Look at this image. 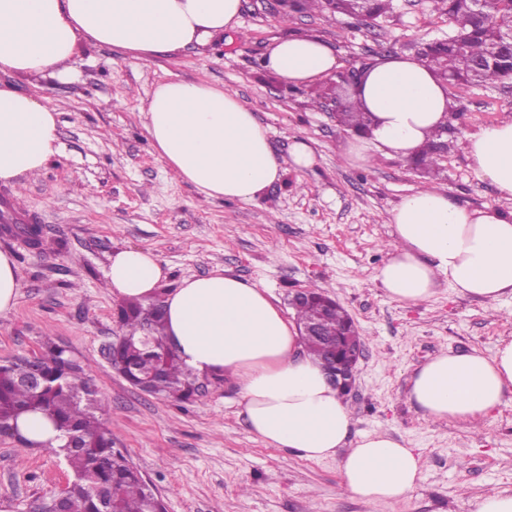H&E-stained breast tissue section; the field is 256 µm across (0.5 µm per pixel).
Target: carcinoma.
Segmentation results:
<instances>
[{"instance_id":"carcinoma-1","label":"carcinoma","mask_w":512,"mask_h":512,"mask_svg":"<svg viewBox=\"0 0 512 512\" xmlns=\"http://www.w3.org/2000/svg\"><path fill=\"white\" fill-rule=\"evenodd\" d=\"M328 9L354 15L360 10L353 0H300L281 14L286 21L292 12ZM448 16L455 22L454 42L425 46L423 59L441 70L443 77L458 84H491L512 75V46L500 43L502 34L512 32V7L492 0L484 19L476 18L471 0H448ZM343 102L336 112L340 127L356 133L367 131L368 118L359 104L336 95ZM417 167L430 171L439 165L435 140H430L415 158ZM126 334L119 346L111 347L114 367L130 383L145 381L149 393L170 401L191 400L200 390L199 377L188 371L167 344L162 306L148 307L129 301L118 309ZM348 315L339 307L322 326V335L331 339L345 331ZM148 342H141L144 328ZM307 351L319 360L331 355L330 345L314 336L306 338ZM41 383L30 386L25 380L30 365L22 358L0 364V425L13 430L15 439H25L17 431V419L28 412L42 413L59 432L61 445L54 452L63 456L73 480L67 491L69 512H148L161 509L140 471L122 451L112 447V434L99 416L101 404L94 398L81 362L54 344L44 345L39 358Z\"/></svg>"}]
</instances>
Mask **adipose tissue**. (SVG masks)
Wrapping results in <instances>:
<instances>
[{
  "instance_id": "1",
  "label": "adipose tissue",
  "mask_w": 512,
  "mask_h": 512,
  "mask_svg": "<svg viewBox=\"0 0 512 512\" xmlns=\"http://www.w3.org/2000/svg\"><path fill=\"white\" fill-rule=\"evenodd\" d=\"M241 7V0H0V74L69 76L82 41L138 62L203 47L237 25ZM264 63L293 85L339 67L329 46L299 34L278 40ZM356 98L369 127L343 157L358 167L377 151L415 156L450 117L441 74L405 55L369 66ZM58 116L50 98L0 83V182L15 185L58 155ZM144 127L159 160L206 197L250 201L280 177L267 128L223 88L168 78L152 92ZM467 141L471 167L494 186L498 202L472 209L422 189L393 207V241L376 278L398 304H423L445 286L482 300L512 296V211L500 207L512 201V117ZM166 277L151 249L110 258L108 286L118 300L152 301ZM160 301L168 344L192 372L237 386L252 433L307 460L340 457L345 491L380 512L422 481V456L402 441L378 431L350 439L348 404L308 354L297 320L265 288L218 268L183 280ZM511 388L509 339L489 357L475 349L430 357L413 373L408 398L434 420L484 422Z\"/></svg>"
}]
</instances>
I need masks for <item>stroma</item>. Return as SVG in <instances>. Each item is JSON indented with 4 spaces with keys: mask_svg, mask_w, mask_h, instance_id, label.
Instances as JSON below:
<instances>
[{
    "mask_svg": "<svg viewBox=\"0 0 512 512\" xmlns=\"http://www.w3.org/2000/svg\"><path fill=\"white\" fill-rule=\"evenodd\" d=\"M455 30L442 0H392L368 27L326 11L284 23L270 0H242L238 25L203 48L140 63L82 44L72 79L10 76L20 89L60 103L61 151L21 187L0 185V201L19 199L22 216L48 228L35 247L0 228V249L19 267L16 306L0 315V362L48 342L83 361L113 443L167 512H375L344 492L339 458L302 459L251 434L230 384H209L193 402L177 403L137 389L104 355L124 333L107 285L118 248L155 251L168 273L162 290L221 268L266 288L289 317L291 289L318 288L355 319L365 342L345 396L354 434L388 432L423 458L422 481L390 512H474L485 496L512 494V391L486 425L472 429L428 420L408 399L412 372L431 356L489 355L512 338V296L490 303L448 287L402 306L376 280L390 211L405 195L435 188L474 208L495 204L494 187L470 167L465 146L468 135L512 114V78L451 87L448 157L427 173L381 153L368 167L346 163L340 151L348 133L325 108L335 77L293 86L263 64L274 41L291 34L323 39L347 69L391 54L416 57L424 43ZM172 75L223 87L255 112L282 165L279 180L249 202L216 200L166 168L142 111ZM297 139L314 150L311 169L289 162ZM71 478L51 450L0 436V512H33Z\"/></svg>",
    "mask_w": 512,
    "mask_h": 512,
    "instance_id": "stroma-1",
    "label": "stroma"
}]
</instances>
